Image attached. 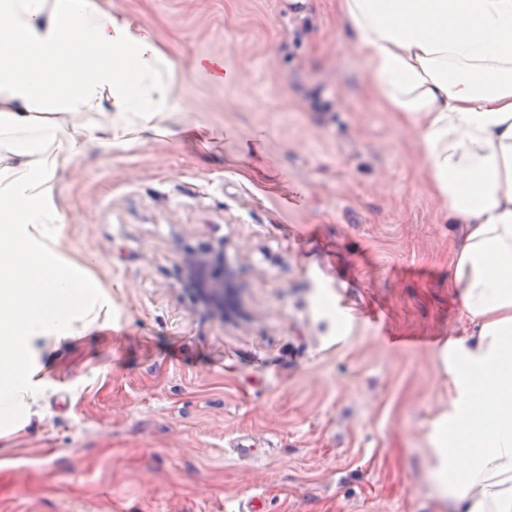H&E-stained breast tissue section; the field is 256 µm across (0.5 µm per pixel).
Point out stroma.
<instances>
[{"instance_id": "obj_1", "label": "stroma", "mask_w": 512, "mask_h": 512, "mask_svg": "<svg viewBox=\"0 0 512 512\" xmlns=\"http://www.w3.org/2000/svg\"><path fill=\"white\" fill-rule=\"evenodd\" d=\"M181 61L176 136L93 148L59 177V263L107 324L41 346L0 434V512H448L427 478L436 350L467 335L461 227L414 132L367 92L336 0H111ZM223 243L238 313L197 309L185 257ZM258 452L239 459L238 440ZM189 70L193 73L213 76L224 72V82H230L238 77L229 65H224V59L220 57L196 56L193 58Z\"/></svg>"}]
</instances>
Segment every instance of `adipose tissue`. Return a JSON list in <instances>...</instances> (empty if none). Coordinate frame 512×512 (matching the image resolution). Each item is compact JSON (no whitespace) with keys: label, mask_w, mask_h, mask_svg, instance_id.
I'll use <instances>...</instances> for the list:
<instances>
[{"label":"adipose tissue","mask_w":512,"mask_h":512,"mask_svg":"<svg viewBox=\"0 0 512 512\" xmlns=\"http://www.w3.org/2000/svg\"><path fill=\"white\" fill-rule=\"evenodd\" d=\"M371 92L416 134L464 234L448 286L471 331L437 351L448 399L428 476L448 512H512V0H336ZM160 37L101 0H0V420L42 381L36 344L69 335L82 286L53 259L61 173L90 144L166 135L185 72Z\"/></svg>","instance_id":"obj_1"}]
</instances>
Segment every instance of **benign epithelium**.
Returning <instances> with one entry per match:
<instances>
[{"label": "benign epithelium", "instance_id": "7a95c632", "mask_svg": "<svg viewBox=\"0 0 512 512\" xmlns=\"http://www.w3.org/2000/svg\"><path fill=\"white\" fill-rule=\"evenodd\" d=\"M183 270L198 309L226 319L237 311L235 293L239 272L224 258V243H219L216 249L209 247L186 257Z\"/></svg>", "mask_w": 512, "mask_h": 512}]
</instances>
